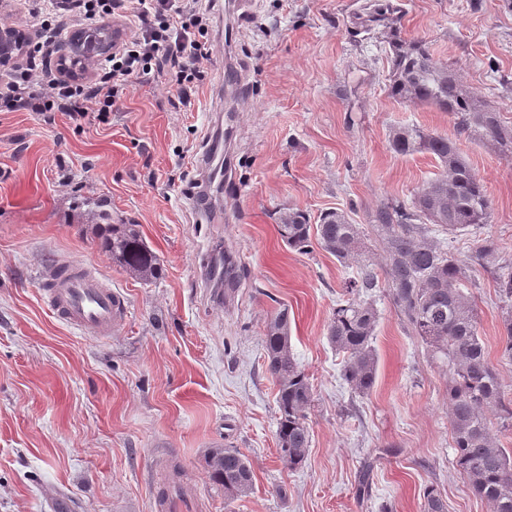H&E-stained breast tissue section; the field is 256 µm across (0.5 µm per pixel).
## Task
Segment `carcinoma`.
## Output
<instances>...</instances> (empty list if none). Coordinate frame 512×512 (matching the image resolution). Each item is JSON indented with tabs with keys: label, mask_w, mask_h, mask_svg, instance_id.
Returning <instances> with one entry per match:
<instances>
[{
	"label": "carcinoma",
	"mask_w": 512,
	"mask_h": 512,
	"mask_svg": "<svg viewBox=\"0 0 512 512\" xmlns=\"http://www.w3.org/2000/svg\"><path fill=\"white\" fill-rule=\"evenodd\" d=\"M395 7L388 0L367 4L366 22L386 29L390 77L388 94L401 102L426 104L456 116L460 134H482L512 157V124L459 79L437 63L419 41L400 35ZM391 148L402 155L430 153L443 168L426 182L410 204L385 203L370 223L384 244L385 288L406 327L448 363V417L452 429L454 462L467 479L472 494L486 501L492 512H512V450L501 447L493 429H512V399L506 397L479 334L477 311L464 292L476 285V267L495 246L481 240L467 265L444 250L431 235L433 228L451 234L490 222L492 202L486 187L460 153L457 140L429 134L417 126L393 132ZM278 232L292 249L305 251L316 240L339 261L358 260L363 252L359 227L345 213L327 211L315 225L298 210L280 217ZM101 245L112 260L140 281L158 275V259L143 238L138 224H106L100 228ZM495 292L508 304L501 358L512 361V264L497 267ZM379 287L371 264L359 266L346 281L348 298L336 305L327 336L336 351L345 354L343 381L355 392H369L376 379L377 358L372 340L378 322L373 302L364 299ZM267 371L276 387L277 440L282 461L291 469L305 462L310 448L306 410L312 389L291 352L288 312L281 310L266 322ZM205 462L212 483L232 502L253 487L247 458L235 448H211ZM423 512H447L442 495L432 486L423 492Z\"/></svg>",
	"instance_id": "1"
}]
</instances>
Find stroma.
Masks as SVG:
<instances>
[{"instance_id": "stroma-1", "label": "stroma", "mask_w": 512, "mask_h": 512, "mask_svg": "<svg viewBox=\"0 0 512 512\" xmlns=\"http://www.w3.org/2000/svg\"><path fill=\"white\" fill-rule=\"evenodd\" d=\"M392 2L402 37L426 43L512 123V0ZM366 3L258 0L243 21L211 7L213 54L187 105L155 71L130 82L106 123L0 112V512H155L173 463L198 512H422L428 486L448 512H491L453 463L447 364L380 288L376 380L354 393L327 325L358 265L291 249L278 233L284 211H342L381 266L370 213L411 202L441 171L431 155L391 149L393 132L413 125L456 139L492 201L489 224L438 233L440 244L463 259L491 237L512 259V160L490 138L458 135L453 115L389 96L385 36L363 27ZM226 162L230 178L216 176ZM94 224L140 225L159 277L145 283L112 262ZM224 250L238 271L228 302L203 276ZM61 258L125 296L112 335L53 318L41 279ZM470 294L512 397L490 274ZM283 309L313 393L295 470L278 453L265 358L266 322ZM215 446L248 458L247 497L225 502L212 485L204 455Z\"/></svg>"}]
</instances>
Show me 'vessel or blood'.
<instances>
[{"mask_svg": "<svg viewBox=\"0 0 512 512\" xmlns=\"http://www.w3.org/2000/svg\"><path fill=\"white\" fill-rule=\"evenodd\" d=\"M46 303L58 320L79 329L84 335H110L123 320L126 300L122 294L81 264L61 259L43 277ZM157 512H195L177 486L159 493Z\"/></svg>", "mask_w": 512, "mask_h": 512, "instance_id": "obj_1", "label": "vessel or blood"}]
</instances>
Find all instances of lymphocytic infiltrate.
I'll return each mask as SVG.
<instances>
[{"label": "lymphocytic infiltrate", "mask_w": 512, "mask_h": 512, "mask_svg": "<svg viewBox=\"0 0 512 512\" xmlns=\"http://www.w3.org/2000/svg\"><path fill=\"white\" fill-rule=\"evenodd\" d=\"M198 0H63L64 11L95 22L120 12L133 22L136 33L113 53L108 66L94 79L80 82L51 76L29 63L0 84V112L66 113L81 117L97 109L100 121H108L116 99L131 78L149 74L153 67H168L180 102H187L202 77L211 55L209 18Z\"/></svg>", "instance_id": "obj_1"}]
</instances>
